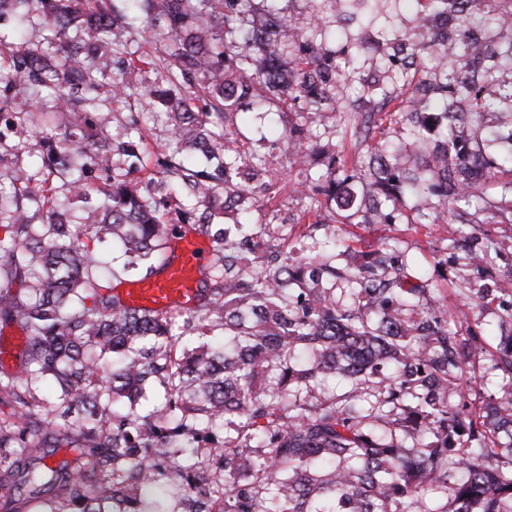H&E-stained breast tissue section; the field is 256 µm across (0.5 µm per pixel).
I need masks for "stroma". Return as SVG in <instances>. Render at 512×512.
<instances>
[{"label": "stroma", "instance_id": "stroma-1", "mask_svg": "<svg viewBox=\"0 0 512 512\" xmlns=\"http://www.w3.org/2000/svg\"><path fill=\"white\" fill-rule=\"evenodd\" d=\"M290 27L317 31L316 45L328 75L331 103L327 119L312 112L306 99H299L281 112H268L253 102H244L234 116L231 149L243 151L246 162L265 167L272 178H287L309 184V195L288 187L269 195L264 183L253 186L262 203L252 212V224L261 226L266 239L289 237L296 247L344 240L340 265L356 266L365 253L392 246L405 257L413 272L438 285L453 315L452 330L477 326L474 342L463 364V378L449 389L451 403L465 402L475 413L490 397L512 389V379L492 368L490 354L512 342V324L502 323L501 314L512 307V224L485 220L472 230L475 246L488 241L502 243L504 256L488 265H462L454 239L456 227L435 222V196L401 194L395 206L402 214L397 224L364 222L362 214L344 208L346 193L370 188L379 193L378 163L368 144L356 141L362 116L380 109L383 96L404 98L410 93V72L402 70L392 49L425 36L430 9L422 0H273L271 4ZM51 112L55 96L44 92L39 102L18 95L10 112L0 115V172L41 171L44 139L41 127L31 123L32 107ZM137 119L146 142L147 169L169 142L166 109L153 97L136 93L115 97L102 94L96 112L87 117L108 138L116 162H123L122 146L130 119ZM305 153L306 165L290 167L288 155ZM487 288L494 295L485 309L469 304V292Z\"/></svg>", "mask_w": 512, "mask_h": 512}]
</instances>
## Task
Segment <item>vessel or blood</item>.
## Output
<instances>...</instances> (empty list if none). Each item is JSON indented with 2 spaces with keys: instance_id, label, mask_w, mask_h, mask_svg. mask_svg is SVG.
<instances>
[{
  "instance_id": "vessel-or-blood-1",
  "label": "vessel or blood",
  "mask_w": 512,
  "mask_h": 512,
  "mask_svg": "<svg viewBox=\"0 0 512 512\" xmlns=\"http://www.w3.org/2000/svg\"><path fill=\"white\" fill-rule=\"evenodd\" d=\"M173 252L161 275L124 289L122 299L127 306L166 314L190 304L196 296L199 271L208 250L196 238L185 235L176 240Z\"/></svg>"
}]
</instances>
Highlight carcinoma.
Returning <instances> with one entry per match:
<instances>
[{"label": "carcinoma", "instance_id": "cac0c4a2", "mask_svg": "<svg viewBox=\"0 0 512 512\" xmlns=\"http://www.w3.org/2000/svg\"><path fill=\"white\" fill-rule=\"evenodd\" d=\"M428 2L463 23L489 0ZM250 4L0 0V20L40 15L51 45L15 43L0 70V113L19 90L34 100L52 90L57 108L74 116L94 112L101 90L126 94L147 64L113 67L131 19L166 42L158 66L189 90L161 95L170 140L158 166L202 207L188 215L216 242L211 285L177 326L125 306L99 272L109 239L123 269L144 279L168 260L172 228L161 202L132 177L144 170L141 142H127V168L117 173L112 148L90 126L46 138L42 168L69 177L73 195H86L87 164L109 174L103 202L75 221L50 206L33 223L23 201L45 188L23 171L0 174V323L16 322L28 336L21 376L0 377V396L13 404L0 422V482L19 494L0 500V512H19V501L37 512H512V393L486 404L478 422L448 403L477 336L449 329L436 289L411 282L393 252L351 270L319 249L303 265L286 237L267 246L247 219L213 223L229 207L251 212V183L264 177L215 133L225 116L247 99L281 109L305 96L316 112L329 100L312 47L299 70L277 54L302 34L275 16L259 29L238 26ZM490 21L509 39L504 59L493 40L478 46L465 28L446 46L412 47L403 63L464 61L449 73L444 112L430 113L427 95L403 101L426 128L447 121L440 146L416 159L374 146L386 182L437 195L447 223L489 213L512 224V200L493 203L486 193L502 165L512 168V147L496 164L487 154L500 145L494 132L472 145L454 133L462 116L481 124L490 112L512 127V10ZM228 38L240 48L234 65ZM504 82L508 94L487 96L486 84ZM198 154L210 166L188 163ZM394 211L390 194L373 204L383 224L396 223ZM492 249L466 244L464 260L484 263ZM338 278L354 286L348 305L320 287ZM46 378L60 390L50 419L35 412ZM329 378L350 389L318 391ZM491 431L498 438L489 444ZM62 440L76 457L53 465Z\"/></svg>", "mask_w": 512, "mask_h": 512}]
</instances>
